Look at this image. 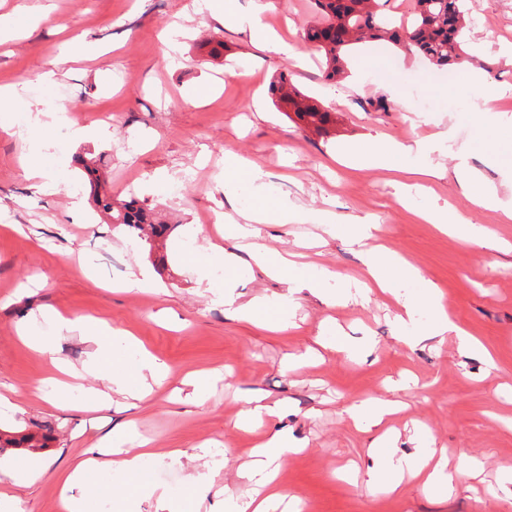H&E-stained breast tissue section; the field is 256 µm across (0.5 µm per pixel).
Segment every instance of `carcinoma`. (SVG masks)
I'll list each match as a JSON object with an SVG mask.
<instances>
[{"label":"carcinoma","mask_w":512,"mask_h":512,"mask_svg":"<svg viewBox=\"0 0 512 512\" xmlns=\"http://www.w3.org/2000/svg\"><path fill=\"white\" fill-rule=\"evenodd\" d=\"M379 2L314 0L318 18L304 30L303 41L324 55L325 79L329 83L341 81L344 54L363 41H390L437 66L457 64L466 56L463 29L467 0H413L410 19L399 25L383 16ZM269 94L277 104L294 112L304 127L319 135L328 134L334 123L333 113L304 95L288 78V72L279 74ZM78 162L90 176L93 201L109 215L111 223L125 225L148 243L165 234L167 225L156 221L154 214L136 201H114L99 193L98 160L80 156ZM47 439V435L33 432H0V448L39 450L46 447Z\"/></svg>","instance_id":"1"}]
</instances>
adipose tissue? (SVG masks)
I'll list each match as a JSON object with an SVG mask.
<instances>
[{"mask_svg":"<svg viewBox=\"0 0 512 512\" xmlns=\"http://www.w3.org/2000/svg\"><path fill=\"white\" fill-rule=\"evenodd\" d=\"M200 8L245 28L253 40L273 46L283 57L299 60L300 55L293 44L272 35L261 12L247 16L238 15L232 0H200ZM346 159L348 163L372 168L389 169L397 166L402 172L419 176L428 182L439 177L437 167L428 162L426 150L418 142L405 144L391 140L380 148L363 146L348 153ZM264 178L263 170L254 163L227 155L224 166L225 184H244L256 191L252 207L242 215L243 223L238 227L239 236L251 239L250 256L253 262L274 277L294 288L313 291L322 289L323 272L314 268L297 271L295 262L287 254L274 252L257 244V225L267 223L273 217L282 224L301 217L295 205L285 200L274 201L266 196ZM311 219L324 225L327 234L346 235L353 245L363 248L365 288H376L391 294L395 292L396 282L400 279L422 288L433 326L429 330L407 337V344L417 345L424 340L442 338L449 334L456 336L461 350H473V342L450 319L441 297L417 269L397 253L364 249V242L377 229L374 222L358 218L343 224L337 222L335 215L329 211L315 212ZM182 261L197 273L199 284L208 288L213 285L212 268H223L222 299L225 308L233 316L277 328L287 325L291 318L290 299L285 295L274 298L258 296L249 303H237L234 290L238 284V258L234 252L225 250L221 245L211 244L210 251L206 254L196 251L185 254ZM44 319L53 328V335H34L24 327L20 328L19 334L36 350L51 355V363L59 374L57 390H69L70 380L86 375L94 376L102 381L103 386L94 390L93 395L99 406L106 407L111 403L110 388L117 386L124 390H136L148 382L165 378L168 373L162 361L143 349L137 350L132 369H125L123 363L115 357L114 350L117 345L127 344L128 339L103 320L90 316L71 318L56 311L45 313ZM66 333L79 335L93 344L94 350L83 367H74L55 357L54 338ZM296 450V445L286 433L276 432L267 437L258 445L252 461L241 473L245 481L244 492L225 498V512H301L300 501L288 496L277 482L282 461ZM149 454L150 451L146 448L122 447L120 440L112 436L101 438L96 446L85 449L82 456L60 475V500L64 512H92L95 496L100 490L96 479L111 472L122 475L126 481L125 496L113 503V512H136V505L146 494L156 497L165 510L170 508L167 494L152 487L144 478V462ZM373 457V465L368 471L370 483L385 484L392 492L398 490L404 477L410 476L422 479L425 490L447 495L454 490L458 479L476 477L479 470V464L473 458L460 456L456 466L452 467L447 460L435 458L433 451L428 448L398 458L381 441L377 442Z\"/></svg>","mask_w":512,"mask_h":512,"instance_id":"ef3b65f1","label":"adipose tissue"}]
</instances>
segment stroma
I'll return each mask as SVG.
<instances>
[{"mask_svg": "<svg viewBox=\"0 0 512 512\" xmlns=\"http://www.w3.org/2000/svg\"><path fill=\"white\" fill-rule=\"evenodd\" d=\"M241 12L259 7L267 21L288 34L304 58L287 62L241 27L193 11V0H0V14L13 13L18 38L0 40V88L12 87L10 125L0 126V390L11 387L17 411L0 416V430L48 428L47 448H12L0 454V487L14 486L21 512H63L58 475L84 448L132 421L150 440L154 474L148 480L180 501L189 475H210L214 491L197 512H221L218 489L241 491L240 467L269 432L287 431L301 445L280 468V484L309 512H512V219L477 210L461 192L455 172L467 163L500 197L512 199V63L496 44L512 43V0H469L472 27L466 50L483 46L472 66L482 86L468 84L462 70L425 63L390 43H366L347 57L369 73L365 84L346 79L327 85L322 55L301 35L316 18L312 0H236ZM182 25L180 62L170 64L163 34ZM223 42L210 57V40ZM81 43L72 63H61L67 46ZM60 61L54 84L42 75ZM288 69L293 82L336 114L335 137L304 130L272 104V77ZM198 88L212 89L204 102ZM509 91L499 112L483 113L485 96ZM386 98V112L366 111L369 98ZM56 112L61 125L37 128L35 111ZM93 130L75 143L67 124ZM435 140L431 161L444 171L431 191L403 190L400 173L332 162L344 145L370 140L411 143ZM61 159H52L53 147ZM100 158L105 190L117 199L137 198L172 227L162 247L129 235L96 211L77 156ZM251 159L265 172L274 197L300 205L305 220L260 227L265 246L294 252L306 244V262L327 270L324 292L290 290L240 253V302L256 296L289 295L294 325L270 331L227 312L217 293L197 287L179 261L186 250L206 251L213 224L223 221L220 243L232 249L240 210L252 193L228 191L221 173L225 154ZM38 159L48 179L27 178L24 164ZM176 188L159 196L158 180ZM448 207L491 228L490 246L472 243L467 232L442 233L421 210ZM333 212L340 222L376 215L379 244L397 252L442 297L453 320L477 338L485 354L460 351L456 340H429L408 347L397 337L396 305L356 298L331 304L326 292L360 278V256L340 238L325 236L309 213ZM153 280L136 291L118 289L136 265ZM87 315L132 333L164 360L170 376L140 401L125 394L112 405L89 409L83 388L57 392L46 384L47 358L18 336L41 310ZM357 343L355 353L320 347L327 323ZM221 369L203 404L173 398L183 376ZM43 394H36V385ZM261 392L286 405L281 418L254 432L234 427L244 398ZM362 400L401 403L382 428H357L349 408ZM393 453L407 455L433 440L449 459L480 460L482 473L460 480L450 495L424 491L415 481L398 494L363 485L368 453L379 436ZM40 461L44 472L14 485V472Z\"/></svg>", "mask_w": 512, "mask_h": 512, "instance_id": "obj_1", "label": "stroma"}]
</instances>
